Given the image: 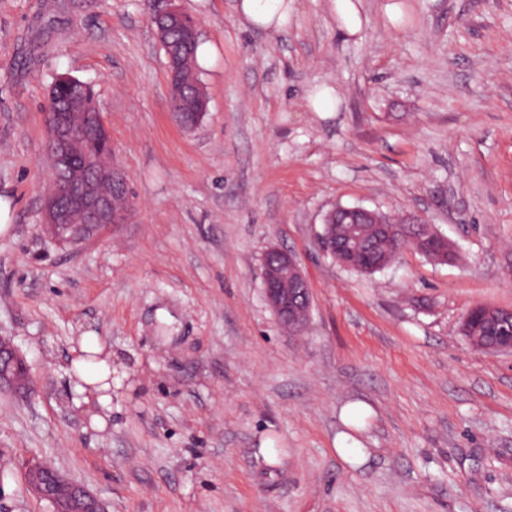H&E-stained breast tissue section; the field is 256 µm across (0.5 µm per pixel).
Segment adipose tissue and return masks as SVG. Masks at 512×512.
Here are the masks:
<instances>
[{
    "mask_svg": "<svg viewBox=\"0 0 512 512\" xmlns=\"http://www.w3.org/2000/svg\"><path fill=\"white\" fill-rule=\"evenodd\" d=\"M233 10L241 25L281 32L296 14L295 0H235ZM81 357L72 362L79 381L75 392L83 399H94L101 408L112 402V358L101 353L99 339L86 334L81 340Z\"/></svg>",
    "mask_w": 512,
    "mask_h": 512,
    "instance_id": "obj_1",
    "label": "adipose tissue"
}]
</instances>
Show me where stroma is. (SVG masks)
I'll list each match as a JSON object with an SVG mask.
<instances>
[{
  "mask_svg": "<svg viewBox=\"0 0 512 512\" xmlns=\"http://www.w3.org/2000/svg\"><path fill=\"white\" fill-rule=\"evenodd\" d=\"M176 4L212 50L201 125L170 110L153 14ZM233 0H0V336L35 380L0 393V512L37 457L109 512H512V353L461 331L512 308V0H327L243 28ZM89 84L134 209L85 244L43 221L54 79ZM333 85L332 117L306 91ZM337 205L416 210L458 248L360 275L323 256ZM294 252L312 294L288 333L261 265ZM112 354L105 428L68 373L82 336ZM366 410L344 424L343 407ZM365 464L336 453L339 433ZM330 13L339 29L350 36L362 33L364 21L353 0H329Z\"/></svg>",
  "mask_w": 512,
  "mask_h": 512,
  "instance_id": "obj_1",
  "label": "stroma"
}]
</instances>
